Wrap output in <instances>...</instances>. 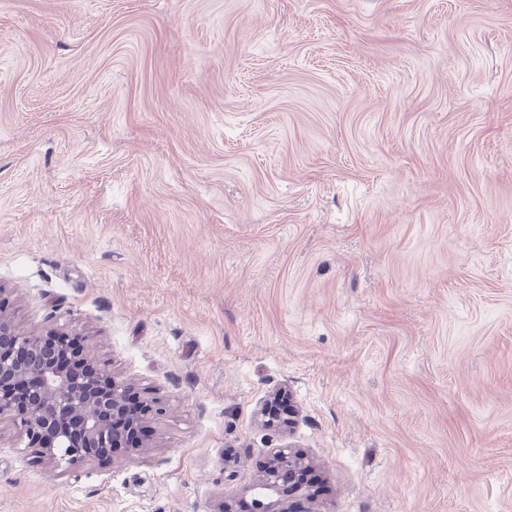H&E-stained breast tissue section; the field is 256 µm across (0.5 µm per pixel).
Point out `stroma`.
<instances>
[{
    "mask_svg": "<svg viewBox=\"0 0 512 512\" xmlns=\"http://www.w3.org/2000/svg\"><path fill=\"white\" fill-rule=\"evenodd\" d=\"M0 287L161 407L0 512H512V0H0ZM284 397V395L278 394L277 397L274 396L270 402L265 403L260 410L258 411V416L262 422V425L268 429L281 430L285 427H290L292 424L291 421V410L288 408V417L287 415H283L282 411L279 408H273V403L278 402ZM311 465L304 458L296 455L291 448H270L265 468L258 480L265 481L273 497L268 503H255V512H304L298 509L301 500L310 499L305 482L299 479L302 471Z\"/></svg>",
    "mask_w": 512,
    "mask_h": 512,
    "instance_id": "obj_1",
    "label": "stroma"
}]
</instances>
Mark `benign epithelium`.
Returning a JSON list of instances; mask_svg holds the SVG:
<instances>
[{
    "instance_id": "1",
    "label": "benign epithelium",
    "mask_w": 512,
    "mask_h": 512,
    "mask_svg": "<svg viewBox=\"0 0 512 512\" xmlns=\"http://www.w3.org/2000/svg\"><path fill=\"white\" fill-rule=\"evenodd\" d=\"M68 336L61 328L24 333L13 320L0 317V416L13 419L26 447L52 469L84 465L119 449L139 454L141 447L125 444L126 435L149 424L156 412L153 403L90 351H71ZM282 398L273 397L258 411L268 429L292 424L291 417L273 407ZM308 467L288 447L269 449L258 479L273 497L255 504V512H298L301 501L309 499L299 479Z\"/></svg>"
}]
</instances>
